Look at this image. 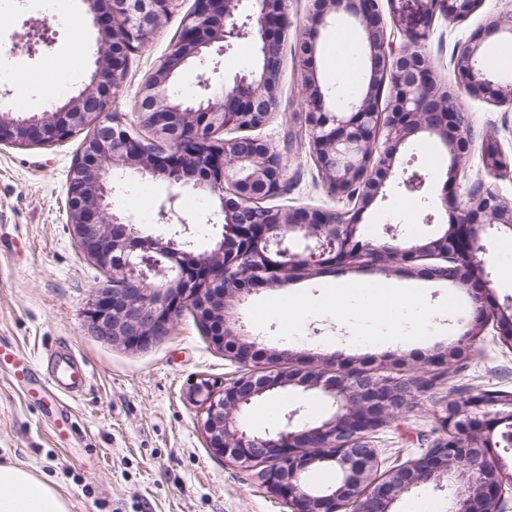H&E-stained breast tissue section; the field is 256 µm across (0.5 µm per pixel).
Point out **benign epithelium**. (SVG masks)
I'll return each instance as SVG.
<instances>
[{"instance_id":"obj_1","label":"benign epithelium","mask_w":512,"mask_h":512,"mask_svg":"<svg viewBox=\"0 0 512 512\" xmlns=\"http://www.w3.org/2000/svg\"><path fill=\"white\" fill-rule=\"evenodd\" d=\"M180 0H87L91 12L110 6L112 21L99 29L96 70L91 82L64 105L30 116L0 115V146L42 147L63 143L93 127L69 174L68 220L81 252L110 277L92 291L86 325L112 346L145 350L167 336L185 311L192 312L212 344L250 367L278 366L274 375L243 376L224 388L198 384L206 417L202 423L211 451L235 463L264 468L257 473L268 493L290 512H394L405 493L427 483L447 489V512H504L512 474L493 448L495 430L512 424V393L487 391L450 400L440 416L448 435L400 468L378 473L380 461L369 435L409 408L426 386L412 379L384 380L375 374L385 358L368 367L347 368L342 354H320L304 365L288 349H266L249 339L233 309L259 288L282 283L288 261L293 270L325 264L350 266L361 258L384 273L405 266L419 275L468 287L490 285L485 256L491 240L512 234V207L491 191L479 193L459 209L456 223L430 237L404 241L386 224L381 239L362 241L358 215L395 173L400 148L424 133L448 151V175L463 168L471 138L456 93L447 90L435 66L420 49V38L406 36L395 46L380 0H313L302 46L317 52L321 30L331 21L358 24L367 50L365 75L355 97L341 108L331 104L329 88L313 69L304 78L310 150L327 189L355 202L354 212L312 207L278 209L259 201L282 194V154L252 135L278 106L280 45L288 33V0H193L171 52L142 83L128 123L112 111L125 81L131 54L164 26ZM453 19L471 14L479 0H430ZM250 39L261 63L231 79H215L212 53ZM457 83L466 90L491 89L512 103V82L495 80L485 64L482 39L461 46L454 57ZM194 75L193 94L175 93L173 78ZM145 129L146 139L132 131ZM491 169H507L497 144L487 143ZM130 168L165 179L170 190L158 203L160 224L180 226L185 248L172 238L144 236L133 215L112 208L119 189L114 171ZM191 184L206 191L222 218L211 250L193 249L190 218L180 209L177 188ZM426 176L402 170L401 186L415 194ZM432 257L438 265L417 261ZM512 347V311L474 301L463 332L438 353L458 364L471 355L489 324ZM314 391L327 402L329 417L311 424L302 407L284 414L271 429L255 433L242 416L254 401L275 390ZM327 463L336 480L325 488L307 473Z\"/></svg>"}]
</instances>
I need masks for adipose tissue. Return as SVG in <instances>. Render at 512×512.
<instances>
[{
  "mask_svg": "<svg viewBox=\"0 0 512 512\" xmlns=\"http://www.w3.org/2000/svg\"><path fill=\"white\" fill-rule=\"evenodd\" d=\"M0 512H69L55 485L32 469L0 465Z\"/></svg>",
  "mask_w": 512,
  "mask_h": 512,
  "instance_id": "1",
  "label": "adipose tissue"
}]
</instances>
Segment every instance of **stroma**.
Here are the masks:
<instances>
[{
    "label": "stroma",
    "instance_id": "1",
    "mask_svg": "<svg viewBox=\"0 0 512 512\" xmlns=\"http://www.w3.org/2000/svg\"><path fill=\"white\" fill-rule=\"evenodd\" d=\"M175 13L138 53L131 56L123 91L113 112L131 117L138 90L169 53L184 10ZM50 43L33 39L31 0H12L0 9V113H39L44 104L37 79L47 67L57 72V103H65L88 83L95 69L98 28L86 0H48ZM310 0H289V34L281 47L279 106L258 135L283 155L287 193L274 206L314 207L345 212L353 205L323 184L308 146L302 33ZM398 18L395 43L406 33H421V45L442 84L457 85L453 57L458 44L472 40L494 22H512V0H481L460 21L430 11L427 0H394ZM84 42L72 55V24ZM78 69L70 83L66 74ZM472 140L465 177L449 179V158L440 143L411 138L398 155L399 166L427 174L425 195L404 193L390 178L382 198L361 215L363 238H374L383 225H397L407 238L443 232L452 215L439 203L448 195L457 206L486 190L512 206V172L500 176L484 162V143L495 139L512 162V103L490 94L462 92ZM83 134L44 147L0 149V342L16 347L42 365L51 348L64 346L92 373L90 387L72 405L70 425L80 442L66 446L51 423L52 400L44 391L17 390L0 371V464L37 467L69 502V512H289L261 486L256 469H245L208 448L201 428L204 408L189 399L195 381L224 384L243 375L244 366L210 342L192 313H183L170 334L144 351L113 347L93 336L85 312L91 292L108 278L105 269L80 251L68 221L66 201L71 167ZM161 178L125 173L123 189L113 198L119 209L133 211L146 232L166 233L156 222V205L168 192ZM490 298L512 300V237L499 236L489 247ZM386 280L417 289L410 304L399 292L354 293L347 317L322 306L328 288L340 280ZM302 295L295 306L289 299ZM465 288L408 273L380 272L372 266L327 267L313 277L293 272L287 283L246 296L238 307L250 334L268 347L290 348L301 355L342 352L356 362L394 355L391 376L433 377L434 383L404 414L373 433L382 470L396 468L423 454L443 435L436 410L451 399L485 391L512 392V348L487 328L462 367L430 372L425 355L447 347L461 331L457 315L445 314L449 299H466ZM436 308L427 332L417 313Z\"/></svg>",
    "mask_w": 512,
    "mask_h": 512
}]
</instances>
